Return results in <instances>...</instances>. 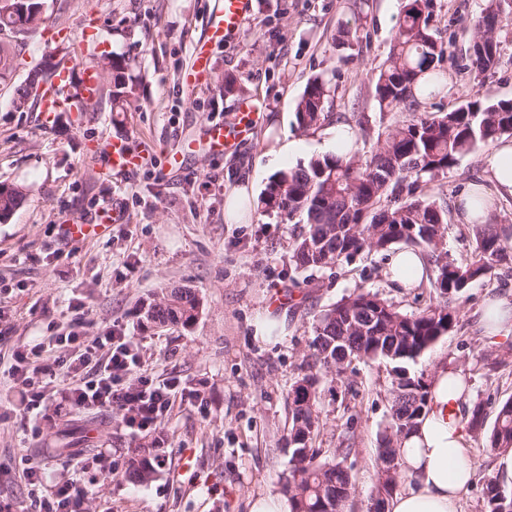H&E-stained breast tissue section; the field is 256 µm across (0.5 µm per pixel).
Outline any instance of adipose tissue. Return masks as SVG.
<instances>
[{"instance_id":"ef3b65f1","label":"adipose tissue","mask_w":512,"mask_h":512,"mask_svg":"<svg viewBox=\"0 0 512 512\" xmlns=\"http://www.w3.org/2000/svg\"><path fill=\"white\" fill-rule=\"evenodd\" d=\"M485 178L460 195L457 205L466 224L488 222L498 204L512 198V140L503 139L482 157ZM482 207H474L475 197ZM480 322L493 342L512 340V298L488 301ZM468 387L461 372L439 367L431 380L428 405L418 426L401 442L405 489L394 494L388 512H460L472 477L471 435L463 409Z\"/></svg>"}]
</instances>
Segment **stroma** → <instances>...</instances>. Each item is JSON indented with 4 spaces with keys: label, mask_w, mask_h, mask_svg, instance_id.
Returning <instances> with one entry per match:
<instances>
[{
    "label": "stroma",
    "mask_w": 512,
    "mask_h": 512,
    "mask_svg": "<svg viewBox=\"0 0 512 512\" xmlns=\"http://www.w3.org/2000/svg\"><path fill=\"white\" fill-rule=\"evenodd\" d=\"M222 0H44L45 23L9 36L12 72L0 80V183L22 190L23 204L0 222V502L15 512H37L38 497L73 481L87 490L84 512H250L260 496L284 497L290 451L292 388L307 373L319 314L342 297L371 291L412 313L435 298L428 283L399 288L387 275L390 249L366 251L339 263L296 270L292 244L299 225L267 208L261 195L279 171L335 152L325 127L299 130L296 104L312 77L328 81L334 121L350 125L374 145L384 129L371 78L384 63L408 0H252L249 19L212 48L205 88L182 82L193 48L204 39ZM486 0H431L430 26L445 44L448 87L436 108L462 100L512 99V0H502L498 67L475 75L469 60L472 21ZM97 23L90 63L102 54L125 57L139 86L124 111L101 94L93 111L43 118L37 99L16 109L13 93L60 42H74ZM350 28L345 43L335 36ZM235 89L225 92V80ZM259 114L248 140L221 156L206 149L169 167L170 155L206 127L231 122L242 104ZM302 142L297 154L272 160L268 129ZM131 132L147 147L143 164L104 173L102 143ZM482 175L481 154L460 159L426 191L448 206L445 247L459 262L470 258L473 232L461 223L459 193ZM252 184L257 193L245 221L229 224L230 188ZM126 222L103 235L66 244L64 224H95L103 209ZM175 287L198 290L202 301L190 325L158 328L141 308ZM512 294V255L489 280L460 295L457 326L409 370L431 376L438 365L461 371L469 402L486 424L512 397V342L492 343L479 316L486 300ZM119 325L142 368L172 379L193 403L177 402L158 430L132 435L120 409L60 408L62 379L44 389L30 409L13 377L12 351L76 330L95 336ZM392 366L355 358L343 372L320 374V431L313 444L331 456L350 447L343 464L353 479L346 512H367L377 480L379 448L389 424ZM107 454L106 464L80 448L58 455L68 429ZM159 457L153 478L127 475L130 451ZM473 483L461 512H485L484 489L495 476L496 453L472 438ZM36 465L43 483L31 487L22 471Z\"/></svg>",
    "instance_id": "35a3bbf8"
}]
</instances>
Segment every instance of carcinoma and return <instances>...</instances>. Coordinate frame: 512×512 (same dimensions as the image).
<instances>
[{
	"mask_svg": "<svg viewBox=\"0 0 512 512\" xmlns=\"http://www.w3.org/2000/svg\"><path fill=\"white\" fill-rule=\"evenodd\" d=\"M430 0H410L392 39L387 58L372 78L380 119L392 116L369 151L353 148L345 156L326 154L307 164L279 172L265 190V205L302 225L292 245L299 270L335 264L364 251L404 243L430 256L429 284L436 302L408 314L377 293L361 291L329 306L318 316L313 340L315 363L336 366V347L354 358H382L393 364L390 425L382 438L380 462L400 460V438L417 426L427 406L428 385L409 373L415 361L445 331L455 327L460 311L454 298L475 281L489 278L505 257L506 230L492 222L473 225V255L467 262L448 259L442 251L448 224L447 203L422 194L423 187L448 173L465 155L512 136V102L466 101L448 111L423 109L426 100L447 87L449 55L430 28ZM471 64L476 74L500 63L497 33L501 31L500 0H487L474 19ZM112 111H124L135 89L129 64L112 56ZM330 87L320 76L309 80L296 105L298 128L319 127L331 117ZM24 201V194L0 197V220ZM200 305L198 292L174 288L148 305L146 322L187 325ZM294 385L290 468L286 478L290 512H345L353 483L334 456L321 457L312 447L320 430L319 377L306 374ZM471 430L484 434L493 452L512 450V399L502 402L490 431H483L484 412L476 405L468 419ZM154 457L136 448L128 476L137 483L152 479ZM487 512H506L512 496L497 478L486 484Z\"/></svg>",
	"mask_w": 512,
	"mask_h": 512,
	"instance_id": "cac0c4a2",
	"label": "carcinoma"
}]
</instances>
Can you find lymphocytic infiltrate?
<instances>
[{
  "mask_svg": "<svg viewBox=\"0 0 512 512\" xmlns=\"http://www.w3.org/2000/svg\"><path fill=\"white\" fill-rule=\"evenodd\" d=\"M55 343L60 347L74 344L78 350L49 364L39 361L41 345L14 350L15 370L24 376L27 385L56 378L58 368L67 367L71 380L62 401L76 410L119 407L125 412L124 426L133 433L156 427L160 416L170 409L176 390L174 381L141 375L139 359L121 330L107 329L87 344L72 331L56 337Z\"/></svg>",
  "mask_w": 512,
  "mask_h": 512,
  "instance_id": "obj_1",
  "label": "lymphocytic infiltrate"
}]
</instances>
